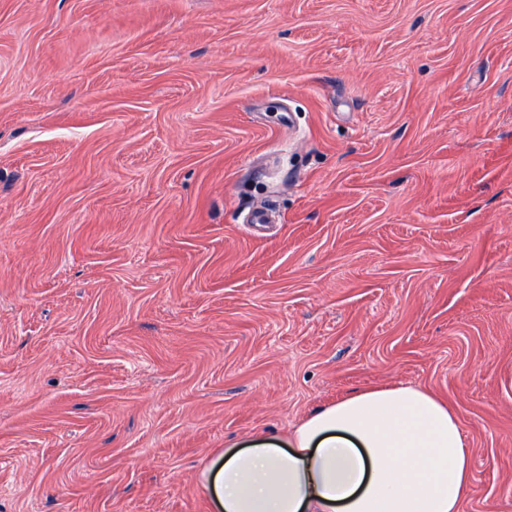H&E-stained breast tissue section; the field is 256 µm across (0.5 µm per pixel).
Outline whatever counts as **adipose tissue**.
I'll use <instances>...</instances> for the list:
<instances>
[{
	"mask_svg": "<svg viewBox=\"0 0 512 512\" xmlns=\"http://www.w3.org/2000/svg\"><path fill=\"white\" fill-rule=\"evenodd\" d=\"M201 479L220 512H461L472 466L448 404L399 386L330 403L285 436L231 443Z\"/></svg>",
	"mask_w": 512,
	"mask_h": 512,
	"instance_id": "obj_1",
	"label": "adipose tissue"
}]
</instances>
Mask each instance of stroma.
<instances>
[{"mask_svg":"<svg viewBox=\"0 0 512 512\" xmlns=\"http://www.w3.org/2000/svg\"><path fill=\"white\" fill-rule=\"evenodd\" d=\"M509 378L512 0H0V512L406 385L512 512Z\"/></svg>","mask_w":512,"mask_h":512,"instance_id":"35a3bbf8","label":"stroma"}]
</instances>
